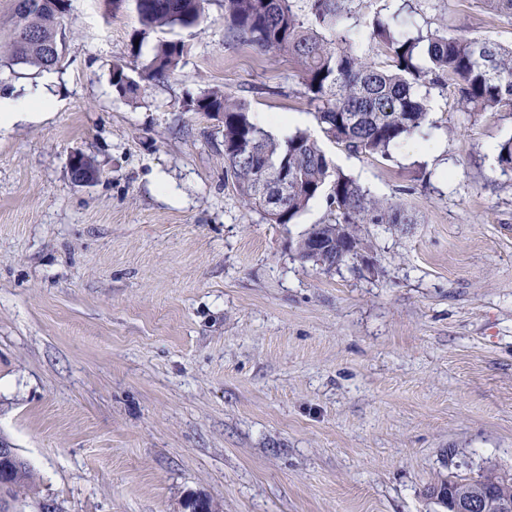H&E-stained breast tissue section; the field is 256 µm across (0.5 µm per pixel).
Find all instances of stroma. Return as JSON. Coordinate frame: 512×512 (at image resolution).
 Segmentation results:
<instances>
[{"label": "stroma", "instance_id": "35a3bbf8", "mask_svg": "<svg viewBox=\"0 0 512 512\" xmlns=\"http://www.w3.org/2000/svg\"><path fill=\"white\" fill-rule=\"evenodd\" d=\"M408 1L422 29L512 43L481 0ZM206 15L144 32L69 0L45 118L0 134V438L62 512H440L437 480L512 473V111L435 89L389 159L322 140L410 218L327 271L294 252L325 198L292 224L244 207L222 117L190 101L218 88L320 138L316 107L288 57L225 41L224 0ZM164 40L178 68L119 96L113 64L138 75ZM42 77L0 64V97ZM77 151L96 183L72 182Z\"/></svg>", "mask_w": 512, "mask_h": 512}]
</instances>
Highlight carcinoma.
Returning <instances> with one entry per match:
<instances>
[{
    "instance_id": "cac0c4a2",
    "label": "carcinoma",
    "mask_w": 512,
    "mask_h": 512,
    "mask_svg": "<svg viewBox=\"0 0 512 512\" xmlns=\"http://www.w3.org/2000/svg\"><path fill=\"white\" fill-rule=\"evenodd\" d=\"M28 0H15L11 40L5 55L14 64L47 70L45 42H58L65 32L61 19L68 8L41 0L29 10ZM207 0H112L116 11L133 6L146 29L197 27L206 20ZM224 0V38L256 50L278 52L294 61L303 94L317 105L323 136L356 156L388 159L390 149L419 132L428 119V92L454 88L459 104L476 114L512 108V47L478 37L450 34L443 28L427 32L411 17L378 11L363 16L364 36L376 59L360 52L345 21L366 0ZM334 31L328 40L321 30ZM186 53L181 42L154 46L142 66L141 81H159L174 71ZM112 86L122 97L136 96L142 86L121 62L113 64ZM198 112L224 119V169L244 205L258 208L269 224H292L310 203L326 195L335 216L301 235L295 253L305 260L306 244L322 237V261L337 265L362 257L366 249L363 224H409L400 203L369 196L353 178L336 170L317 140L303 131L279 138L256 120L247 100L218 90L191 99ZM288 170V195L276 211L266 206L260 186L275 190L279 171ZM10 498L19 503L40 497L36 473L24 460L0 472ZM464 491L512 498V476L490 472L477 480L443 479L430 495L444 503L447 495Z\"/></svg>"
}]
</instances>
